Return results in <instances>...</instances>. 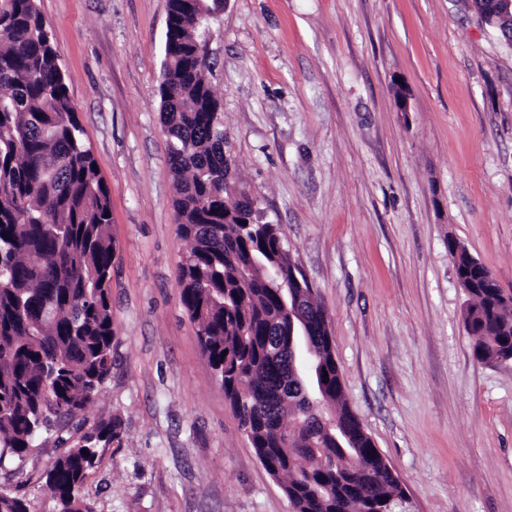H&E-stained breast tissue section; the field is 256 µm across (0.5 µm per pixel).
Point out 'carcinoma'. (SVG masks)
<instances>
[{
    "label": "carcinoma",
    "instance_id": "1",
    "mask_svg": "<svg viewBox=\"0 0 512 512\" xmlns=\"http://www.w3.org/2000/svg\"><path fill=\"white\" fill-rule=\"evenodd\" d=\"M470 8L512 47V16ZM224 0H169L158 82L178 234L180 302L255 455L282 482L292 512H391L405 497L349 410L329 321L308 287L316 366L285 369L288 310L274 279L296 262L256 201L224 186V123L206 31ZM51 30L36 0H0V464L95 399L112 368V201L82 139ZM458 279L485 266L448 240ZM463 312L481 363L512 361V291L467 288ZM328 378H323V375ZM115 419L80 435L43 475L54 512H94L84 483L99 447L122 440ZM87 453H82V450ZM0 512H29L0 486Z\"/></svg>",
    "mask_w": 512,
    "mask_h": 512
}]
</instances>
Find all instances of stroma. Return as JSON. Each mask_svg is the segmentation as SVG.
<instances>
[{
    "label": "stroma",
    "mask_w": 512,
    "mask_h": 512,
    "mask_svg": "<svg viewBox=\"0 0 512 512\" xmlns=\"http://www.w3.org/2000/svg\"><path fill=\"white\" fill-rule=\"evenodd\" d=\"M112 190V370L76 421L119 418L95 512H291L179 299L157 85L168 0H37ZM225 149L329 318L345 397L409 512H512V365L463 325L449 240L512 291V49L465 0H225L211 24ZM404 88L405 102L394 90ZM39 442L0 485L52 512Z\"/></svg>",
    "instance_id": "35a3bbf8"
}]
</instances>
